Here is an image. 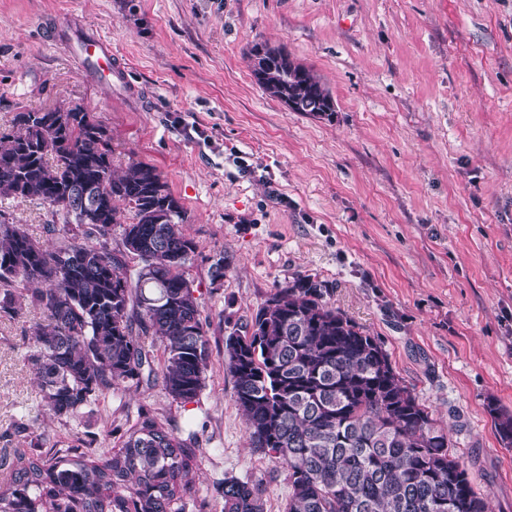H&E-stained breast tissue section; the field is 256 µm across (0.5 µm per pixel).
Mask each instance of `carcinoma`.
<instances>
[{
    "label": "carcinoma",
    "mask_w": 512,
    "mask_h": 512,
    "mask_svg": "<svg viewBox=\"0 0 512 512\" xmlns=\"http://www.w3.org/2000/svg\"><path fill=\"white\" fill-rule=\"evenodd\" d=\"M248 67L269 97L328 117L336 103L314 71L283 47L256 43ZM95 194L86 204L81 192ZM48 208L49 247L0 212V313L43 321L27 358L42 406L80 414L125 383L161 384L173 401L205 386L210 341L185 276L197 244L183 205L156 167L112 169L110 138L81 107L18 108L0 131V197ZM62 220L56 224V220ZM121 242L110 247L112 228ZM138 261L130 271L127 259ZM298 275L224 341L236 405L253 448L288 468L285 512H488L468 468L395 372L380 339ZM152 336L159 350L145 348ZM197 449L144 416L122 444L93 458L17 452L0 512H183ZM224 512H265L260 479L226 477Z\"/></svg>",
    "instance_id": "carcinoma-1"
}]
</instances>
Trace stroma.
Listing matches in <instances>:
<instances>
[{
  "label": "stroma",
  "mask_w": 512,
  "mask_h": 512,
  "mask_svg": "<svg viewBox=\"0 0 512 512\" xmlns=\"http://www.w3.org/2000/svg\"><path fill=\"white\" fill-rule=\"evenodd\" d=\"M66 19L129 65L99 84ZM286 47L331 92L325 119L256 84L255 43ZM79 106L112 143V167L155 166L187 212L186 270L212 355L190 403L125 384L71 420L43 409L26 358L36 312L0 316V457L120 447L147 413L199 463L185 512H224V477L262 479L283 512L288 470L251 447L224 338L296 275L378 336L395 371L444 428L489 512H512V0H0V129L18 107ZM35 239L37 202H0ZM230 267L210 285L219 257Z\"/></svg>",
  "instance_id": "1"
}]
</instances>
